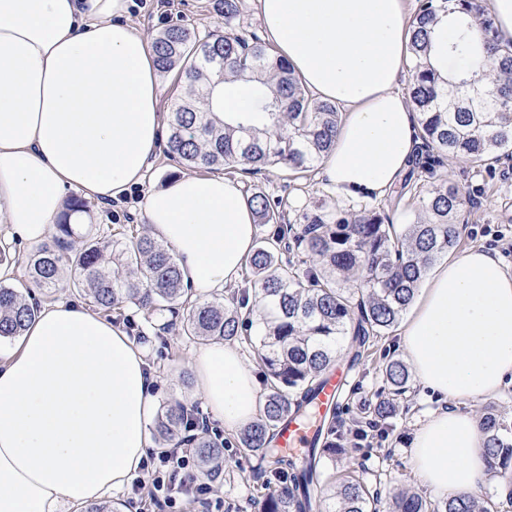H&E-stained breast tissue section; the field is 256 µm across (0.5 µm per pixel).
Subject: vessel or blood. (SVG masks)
Returning a JSON list of instances; mask_svg holds the SVG:
<instances>
[{"label": "vessel or blood", "instance_id": "1", "mask_svg": "<svg viewBox=\"0 0 512 512\" xmlns=\"http://www.w3.org/2000/svg\"><path fill=\"white\" fill-rule=\"evenodd\" d=\"M341 385V376L336 374L327 376L325 383L313 400L316 420L309 421L301 416L293 415L280 426L277 444L284 453L305 450L318 444L320 440L319 419L326 412L336 408Z\"/></svg>", "mask_w": 512, "mask_h": 512}]
</instances>
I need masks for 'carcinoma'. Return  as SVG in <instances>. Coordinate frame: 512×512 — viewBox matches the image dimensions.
Returning a JSON list of instances; mask_svg holds the SVG:
<instances>
[{"instance_id":"cac0c4a2","label":"carcinoma","mask_w":512,"mask_h":512,"mask_svg":"<svg viewBox=\"0 0 512 512\" xmlns=\"http://www.w3.org/2000/svg\"><path fill=\"white\" fill-rule=\"evenodd\" d=\"M221 2L224 34L200 36L171 24L153 39L160 72L176 70L177 84L186 85L185 96L172 105L165 153L182 165L222 167L229 174L281 166L289 179H304L332 149L342 113L334 103L315 100L289 65L271 59L264 42L236 32L242 0ZM455 12L478 33L460 50L478 52L480 62L450 82L433 65L431 34L440 15ZM412 26L408 92L425 172L434 175L449 156L486 169L512 155V44L499 41L485 0H419ZM263 72L271 96L261 98L249 117L220 129L205 119L214 77L228 83ZM415 196V219L401 227L371 204L315 213L304 224H291L284 198L260 189L246 196L257 224L273 226L258 237L245 268L252 306L247 297L235 303L190 300L173 249L129 224L107 228L70 257L68 238L74 231L64 221L56 242L27 258L25 274L36 286L50 288L70 266L73 284L106 315L125 303L149 318L185 307L188 314L177 335L189 340L237 339L257 326L259 339L249 345L265 369L267 392L262 414L240 432V443L261 453L271 474L291 468L289 481L264 496L261 512H378L379 499L363 483H323L318 464L336 455L334 448L312 449L298 468L279 456L273 442L288 416L310 406L343 343L360 357L374 339L390 333L429 267L456 246L458 190L450 184L421 185ZM108 250L120 269L113 276L102 269ZM38 311L17 289L0 284V338L21 335ZM382 373L393 394L406 392L410 373L402 361L388 362ZM194 415L179 401L164 406L155 423L160 447L179 445ZM481 427L489 470L505 480L512 504V420L491 408L483 413ZM192 448L201 473L215 476L224 443L202 429ZM389 512H496V503L490 495L468 493L433 503L403 490L392 496Z\"/></svg>"}]
</instances>
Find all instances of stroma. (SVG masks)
Returning a JSON list of instances; mask_svg holds the SVG:
<instances>
[{
  "label": "stroma",
  "instance_id": "1",
  "mask_svg": "<svg viewBox=\"0 0 512 512\" xmlns=\"http://www.w3.org/2000/svg\"><path fill=\"white\" fill-rule=\"evenodd\" d=\"M218 0H181L177 12L165 17L152 7H136L130 21L146 39H153L169 22H178L190 31L205 34L223 32L224 16L216 7ZM435 183L454 185L465 203L458 215L460 226L459 250L474 246H488L500 240L509 244L503 260L512 268V158L504 157L488 169H477L448 158L434 173ZM255 185L270 193L287 197L291 207L287 216L291 223H303L306 214L315 210L350 209V201L341 199L326 182L318 179L288 184L279 167L272 166L254 177ZM142 191H135L128 202L111 208L93 201L87 202L88 223L75 227L71 239L80 245L88 236L98 235L102 227L113 224L114 211L126 213L127 223L141 225L140 203ZM111 321L124 327L130 340L138 341L148 363L157 372L154 385L159 403L179 399L197 404L193 386L183 384L181 375L190 370V355L195 342L164 330L162 318L146 320L134 306H124L120 313L111 314ZM403 352L398 333L378 338L368 357L354 359L350 348H343L336 363L346 385L336 408V431L344 441V448L336 463L337 478L357 476L371 493L380 497L381 506H388L391 495L401 489L421 492L405 452L407 441L415 426L431 410L445 406L443 398L431 395L418 382L411 381L399 403L396 416L364 437L353 432L355 423H368L369 408L376 400L382 385L379 370L392 360L402 359ZM212 438L224 444V474L218 481L216 494L224 500L223 512H257V502L270 484L265 462L243 448L237 436L225 434L217 420L208 422Z\"/></svg>",
  "mask_w": 512,
  "mask_h": 512
}]
</instances>
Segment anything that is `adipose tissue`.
<instances>
[{
    "label": "adipose tissue",
    "mask_w": 512,
    "mask_h": 512,
    "mask_svg": "<svg viewBox=\"0 0 512 512\" xmlns=\"http://www.w3.org/2000/svg\"><path fill=\"white\" fill-rule=\"evenodd\" d=\"M132 0H0V241L42 242L75 191L103 205L142 186L164 138L163 81L151 42L130 25ZM263 39L303 85L344 113L321 175L344 199H383L419 144L398 83L411 39L407 0H257ZM464 29L440 17L435 68L470 67L453 47ZM257 76L216 86L211 120L250 111ZM152 238L174 250L193 297L237 284L259 228L239 179L181 173L147 191ZM401 346L418 381L450 401L415 428V476L441 497L475 493L490 473L478 416L461 404L498 395L512 378V271L469 248L421 282ZM195 394L235 435L262 407L238 344L198 346ZM155 373L119 326L82 303L43 304L0 358V512H82L112 497L152 445Z\"/></svg>",
    "instance_id": "1"
}]
</instances>
